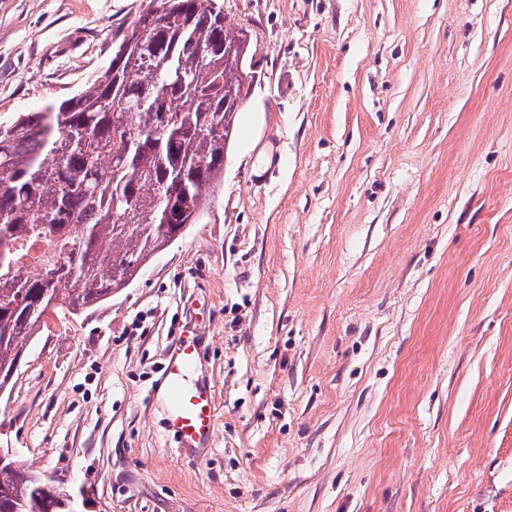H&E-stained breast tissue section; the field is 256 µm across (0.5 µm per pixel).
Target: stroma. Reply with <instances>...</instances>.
<instances>
[{
  "mask_svg": "<svg viewBox=\"0 0 512 512\" xmlns=\"http://www.w3.org/2000/svg\"><path fill=\"white\" fill-rule=\"evenodd\" d=\"M142 0H0V122ZM258 80L199 220L47 314L0 448L81 512H501L512 491V0H224ZM194 328L213 437L160 397Z\"/></svg>",
  "mask_w": 512,
  "mask_h": 512,
  "instance_id": "stroma-1",
  "label": "stroma"
}]
</instances>
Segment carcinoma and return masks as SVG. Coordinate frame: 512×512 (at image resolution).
<instances>
[{"label":"carcinoma","instance_id":"1","mask_svg":"<svg viewBox=\"0 0 512 512\" xmlns=\"http://www.w3.org/2000/svg\"><path fill=\"white\" fill-rule=\"evenodd\" d=\"M145 0L125 38L137 58L77 95L0 123V391L47 311L108 298L204 212L239 107L221 0ZM163 71H158L162 60ZM37 224L54 245L34 275L12 248ZM29 466H0V512H77Z\"/></svg>","mask_w":512,"mask_h":512}]
</instances>
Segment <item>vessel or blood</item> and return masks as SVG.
<instances>
[{
    "label": "vessel or blood",
    "mask_w": 512,
    "mask_h": 512,
    "mask_svg": "<svg viewBox=\"0 0 512 512\" xmlns=\"http://www.w3.org/2000/svg\"><path fill=\"white\" fill-rule=\"evenodd\" d=\"M198 364L195 332L189 328L176 340L165 365L168 426L188 448L208 441L214 433L212 394L196 378Z\"/></svg>",
    "instance_id": "vessel-or-blood-1"
}]
</instances>
